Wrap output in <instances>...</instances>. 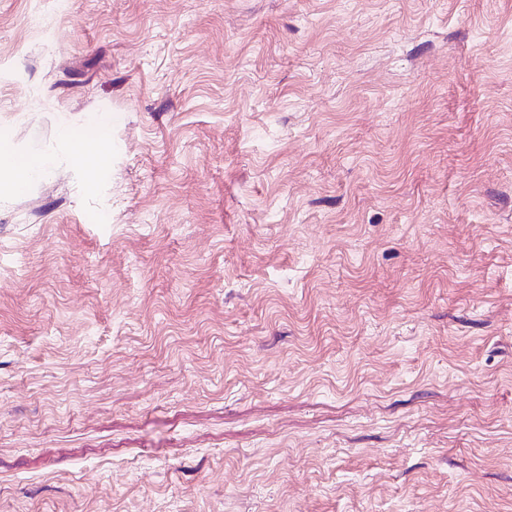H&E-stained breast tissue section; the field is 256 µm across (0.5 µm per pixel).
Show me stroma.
I'll use <instances>...</instances> for the list:
<instances>
[{
	"label": "stroma",
	"mask_w": 512,
	"mask_h": 512,
	"mask_svg": "<svg viewBox=\"0 0 512 512\" xmlns=\"http://www.w3.org/2000/svg\"><path fill=\"white\" fill-rule=\"evenodd\" d=\"M0 134V512H512V0H0ZM112 133V115L89 118L77 131L67 130L65 135L81 160L97 155L109 148ZM52 164L49 155L22 152L0 137V171L10 173V186L14 190L26 187L42 176Z\"/></svg>",
	"instance_id": "35a3bbf8"
}]
</instances>
